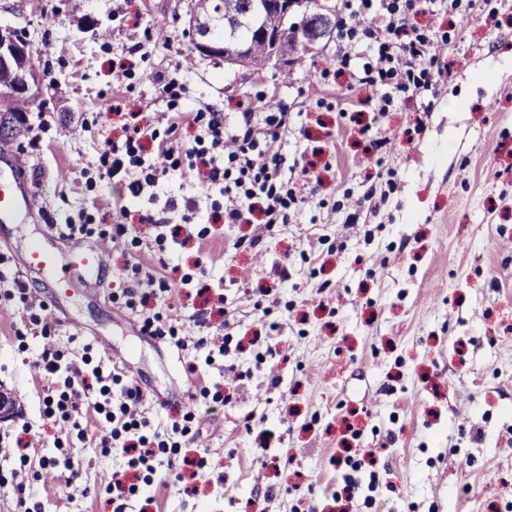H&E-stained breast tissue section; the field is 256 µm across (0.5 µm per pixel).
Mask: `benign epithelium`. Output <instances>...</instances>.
Returning a JSON list of instances; mask_svg holds the SVG:
<instances>
[{
	"instance_id": "obj_1",
	"label": "benign epithelium",
	"mask_w": 512,
	"mask_h": 512,
	"mask_svg": "<svg viewBox=\"0 0 512 512\" xmlns=\"http://www.w3.org/2000/svg\"><path fill=\"white\" fill-rule=\"evenodd\" d=\"M258 13H271L280 20L279 28L273 30L267 26L256 29V33L278 42L282 31L292 30L296 35L294 55L305 49L311 51L330 39L336 27V11L326 0H255ZM30 47V43H21L15 32L9 28H0V74L8 77L11 86L23 94L32 93L36 86L34 78L15 69V59L21 51ZM194 49L203 56L218 51L210 38V31L201 29L194 39ZM248 48L243 43L224 42V59L243 61L247 59Z\"/></svg>"
}]
</instances>
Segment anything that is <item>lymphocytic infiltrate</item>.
Masks as SVG:
<instances>
[{"label":"lymphocytic infiltrate","mask_w":512,"mask_h":512,"mask_svg":"<svg viewBox=\"0 0 512 512\" xmlns=\"http://www.w3.org/2000/svg\"><path fill=\"white\" fill-rule=\"evenodd\" d=\"M374 8L375 26L360 29L341 20L336 42L337 71L349 79L351 86L364 91L365 105L378 115H386L398 96L424 98L432 90L442 71L430 56L431 38L418 29H407L406 20L419 6L447 11L453 22L448 29L453 36L462 30L454 19L466 16L471 0H362ZM290 126L287 111L270 112L262 118L253 113L243 115L235 131H228L222 113H210L203 130L204 144L180 148L179 144H158L162 166H149L135 178L130 188L141 194L145 187L156 184L160 176L176 169V152H185L199 184L220 183L224 186V221L241 223L244 213L254 210L263 214L266 223H285L291 210L304 204L306 198L297 192L293 182L281 174L283 158L276 145ZM223 150L224 163L216 165L214 150ZM46 380L62 378L63 388L44 399L46 418L70 421L78 411L82 396L97 387L99 396L92 411L108 427L100 445L106 452L128 460L129 472L113 473L106 488L112 496L114 512H123L126 501L139 493L140 484L151 483L158 453L169 462L178 461L189 425L173 424L158 430L140 409L142 394L132 382L118 373L103 374L89 365L64 359L54 348L41 351L36 361Z\"/></svg>","instance_id":"lymphocytic-infiltrate-1"}]
</instances>
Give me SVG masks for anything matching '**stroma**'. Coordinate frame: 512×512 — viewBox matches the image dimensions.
<instances>
[{
    "instance_id": "stroma-1",
    "label": "stroma",
    "mask_w": 512,
    "mask_h": 512,
    "mask_svg": "<svg viewBox=\"0 0 512 512\" xmlns=\"http://www.w3.org/2000/svg\"><path fill=\"white\" fill-rule=\"evenodd\" d=\"M196 0H0V27L39 53L30 129L0 150L25 168L36 207L0 229L13 252L0 265L11 289L27 242L63 224L86 239L120 223L127 233L103 264L100 294L71 289L65 312L30 321L0 305V389L15 401L0 441V512L18 496L41 512H113L105 488L124 457L86 430L78 471L42 480L43 459L73 427L43 417L44 345L88 353L103 371L128 361L145 415L168 427L194 412L182 452H209L215 473L177 479L159 456L151 486L127 512H512V0H475L460 39L436 43L447 71L431 108L397 100L373 151L359 124L339 116L355 93L333 69L335 43L254 71L195 51L186 34ZM285 106L293 132L279 141L284 177L314 155L321 186L288 223L224 224V188L192 186L187 165L139 196L108 176L106 142L145 132L157 144L193 140L177 113ZM191 236L158 248L163 225ZM173 284L153 300L179 335L226 325L236 348L205 364L193 345L144 335L112 294L132 265ZM205 275L209 292L180 286ZM111 354H104L103 345Z\"/></svg>"
}]
</instances>
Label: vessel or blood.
Returning a JSON list of instances; mask_svg holds the SVG:
<instances>
[{"label": "vessel or blood", "instance_id": "1", "mask_svg": "<svg viewBox=\"0 0 512 512\" xmlns=\"http://www.w3.org/2000/svg\"><path fill=\"white\" fill-rule=\"evenodd\" d=\"M35 205L33 195L27 191L26 183L21 175H14L10 186H0V223L14 219L21 211L32 210ZM68 261L77 272L76 277L57 276V259L49 252L42 242L28 243L26 253L17 265V273L21 279L31 275L44 276L58 296H66L74 286L75 280L90 281L96 279L104 263L105 248L99 243H89L77 237L68 238L66 243Z\"/></svg>", "mask_w": 512, "mask_h": 512}]
</instances>
